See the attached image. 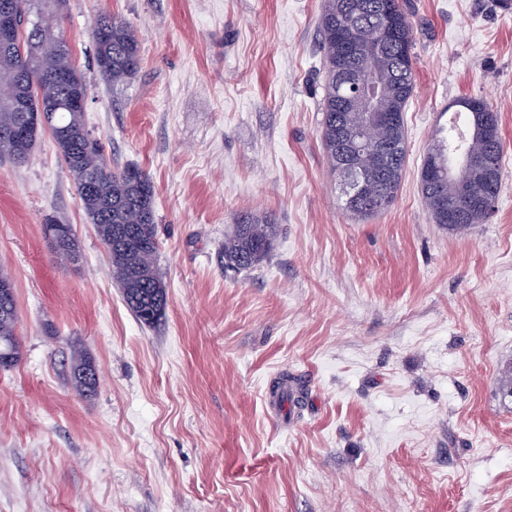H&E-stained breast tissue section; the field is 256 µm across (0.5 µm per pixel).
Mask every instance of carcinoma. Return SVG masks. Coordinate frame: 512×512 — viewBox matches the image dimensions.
<instances>
[{
    "instance_id": "cac0c4a2",
    "label": "carcinoma",
    "mask_w": 512,
    "mask_h": 512,
    "mask_svg": "<svg viewBox=\"0 0 512 512\" xmlns=\"http://www.w3.org/2000/svg\"><path fill=\"white\" fill-rule=\"evenodd\" d=\"M18 13V24L9 47L0 45V86L14 85L10 98L0 96V158L6 157L17 165L31 160L39 135L44 129H19V112L14 100L24 99L33 107L42 102L62 99L70 92L87 93L83 74L71 59L66 41L55 31L40 33L27 20L29 11L53 12L62 0H12ZM358 2L363 11L358 14L360 25L358 35L372 42L377 31L372 26L375 13L383 6L397 17L398 45H389L373 55L369 64L379 84L378 105L385 112H406L413 98L416 86L414 69L413 27L402 0H323L318 22L320 45L323 51L325 70V95L322 102L321 139L329 159H334L336 142V92L339 70L343 66L341 48L337 37V21L349 6ZM102 23L107 34L94 36V58L103 82L119 84L132 79L140 67V48L133 29L124 21L113 16H103ZM51 72H63L68 76V86L63 87L48 78ZM478 104L485 112L492 108L481 98L463 97L452 106L468 115ZM54 124L66 131L63 139L56 140L63 163L71 173L78 194L90 223L97 227V233L105 244L112 278L122 290L123 299L136 319L151 327L157 321H147L142 316L144 306L156 299L165 298V284L157 264L159 241L156 232L154 209V187L145 171L132 166L111 170L108 168L103 151L90 156L81 151L84 141L91 137L84 123V111L59 110ZM381 143L393 146L400 154V161L392 160L384 152H372L359 160L365 182L364 192L368 195L384 193L395 201L406 158L405 124L386 126L381 134ZM466 150L475 155L497 152L502 159L504 143L498 140L491 146L485 139L468 134L461 138H442L433 142L424 162L448 164L453 161L456 149ZM97 184L94 192L86 191V183ZM488 179L479 170H467L462 179L450 178L437 187L435 192H422L431 220L448 227V218L438 211L432 198L435 194L450 199H472L487 193ZM121 225L137 227L141 238L148 244L141 247L122 249L112 244V233ZM277 237V225L246 218L234 225L224 236V269L241 271L259 266L272 254ZM19 315L17 307L0 310V352L7 351L9 360L0 363V368L14 366L20 357V343L17 335ZM94 362L87 356L79 355L71 363L70 378L74 387L85 395L96 390V382L84 373L92 370Z\"/></svg>"
}]
</instances>
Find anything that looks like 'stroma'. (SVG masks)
Returning a JSON list of instances; mask_svg holds the SVG:
<instances>
[{
  "label": "stroma",
  "instance_id": "obj_1",
  "mask_svg": "<svg viewBox=\"0 0 512 512\" xmlns=\"http://www.w3.org/2000/svg\"><path fill=\"white\" fill-rule=\"evenodd\" d=\"M416 94L394 204L340 207L321 141L322 0H66L58 29L87 83L86 127L109 167L154 186L159 327L114 281L50 133L0 159V261L21 358L0 370V512H512V9L405 0ZM103 14L140 44L105 84ZM500 119L493 213L454 233L419 175L454 100ZM278 224L260 266L224 270L241 215ZM73 228L58 259L48 218ZM100 371L70 381L74 352ZM289 375L304 406L270 386ZM94 362L87 356L79 355L71 363L70 378L74 387L85 395H92L97 388V383L84 376L83 373L92 371Z\"/></svg>",
  "mask_w": 512,
  "mask_h": 512
}]
</instances>
